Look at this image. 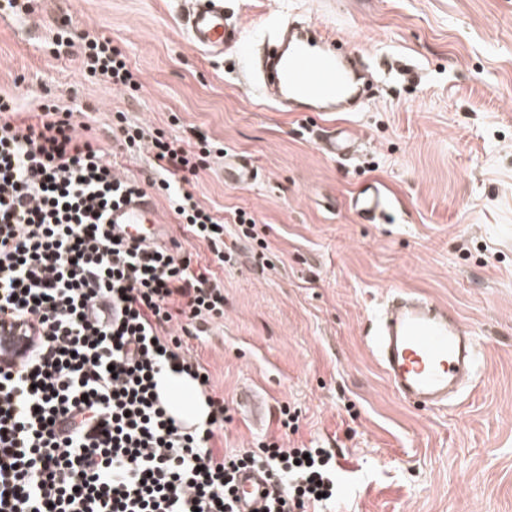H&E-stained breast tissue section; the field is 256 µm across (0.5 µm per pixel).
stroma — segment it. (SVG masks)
Here are the masks:
<instances>
[{"instance_id": "obj_1", "label": "stroma", "mask_w": 512, "mask_h": 512, "mask_svg": "<svg viewBox=\"0 0 512 512\" xmlns=\"http://www.w3.org/2000/svg\"><path fill=\"white\" fill-rule=\"evenodd\" d=\"M251 47L282 14L335 34L382 82L350 112H279L246 96L236 51L190 44L181 0H38L0 18V91L118 117L149 133L205 135L193 193L224 217V316L188 339L232 420L225 449L279 439L332 448L335 512H512V0H224ZM93 29L140 72L127 94L57 54L61 29ZM351 127L353 159L316 136ZM257 179L224 176L225 154ZM375 180L396 198L370 224L350 201ZM255 220L233 223L235 211ZM446 305L481 344L482 381L443 409L400 400L363 340L389 289ZM271 407L254 426L238 404ZM297 419L285 432L280 408Z\"/></svg>"}]
</instances>
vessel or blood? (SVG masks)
Instances as JSON below:
<instances>
[{
    "mask_svg": "<svg viewBox=\"0 0 512 512\" xmlns=\"http://www.w3.org/2000/svg\"><path fill=\"white\" fill-rule=\"evenodd\" d=\"M182 19L191 45L214 57L225 50L245 51L242 30L224 10V0H185ZM259 79L248 90L280 111L342 112L362 97V74L350 55L337 53L334 34L318 25L281 18L269 40ZM318 145L330 156L344 159L358 143L349 128L322 136ZM224 168L233 180L247 184L258 172L250 161L230 155ZM394 205L378 182H363L352 207L364 221L383 219ZM106 223L125 233L134 226L147 229V241H161L166 230L152 197H137L108 212ZM365 341L382 367L388 385L403 401L424 407L447 405L464 381L479 372L477 338L459 318L430 298L394 292L379 308ZM240 512H261L270 485L261 471L243 470Z\"/></svg>",
    "mask_w": 512,
    "mask_h": 512,
    "instance_id": "obj_1",
    "label": "vessel or blood"
}]
</instances>
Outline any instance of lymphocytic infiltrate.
<instances>
[{
    "instance_id": "f902f5d3",
    "label": "lymphocytic infiltrate",
    "mask_w": 512,
    "mask_h": 512,
    "mask_svg": "<svg viewBox=\"0 0 512 512\" xmlns=\"http://www.w3.org/2000/svg\"><path fill=\"white\" fill-rule=\"evenodd\" d=\"M57 45L79 47L90 75L138 90V70L110 39L84 30ZM114 142L147 149L182 237L214 262L179 239L115 236L105 214L141 182L117 171L73 111L25 114L0 95V318L35 339L25 359L0 364V512H238L234 484L249 466L274 485L264 512H324L336 500L334 449H220L229 407L186 352L199 322L224 315V219L190 190L207 138L149 139L127 125ZM169 374L207 392L206 421L169 415L159 389Z\"/></svg>"
}]
</instances>
